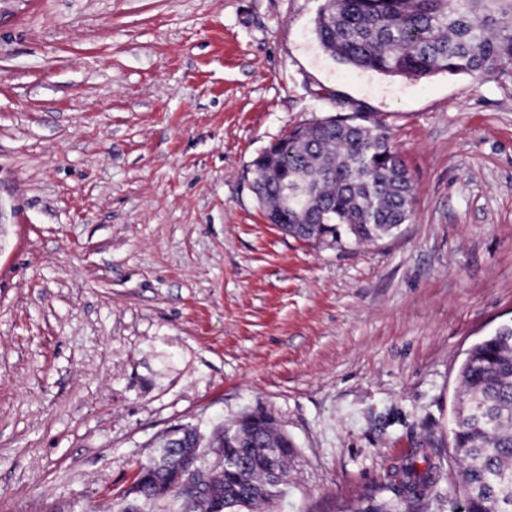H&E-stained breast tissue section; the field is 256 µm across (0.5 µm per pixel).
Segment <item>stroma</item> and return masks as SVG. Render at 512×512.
<instances>
[{
    "instance_id": "stroma-1",
    "label": "stroma",
    "mask_w": 512,
    "mask_h": 512,
    "mask_svg": "<svg viewBox=\"0 0 512 512\" xmlns=\"http://www.w3.org/2000/svg\"><path fill=\"white\" fill-rule=\"evenodd\" d=\"M322 0H0V512H110L190 423L295 444L274 512H366L411 454L449 512L466 350L512 322V67L334 61ZM388 125L412 215L286 236L251 162L314 119Z\"/></svg>"
}]
</instances>
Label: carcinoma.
I'll return each mask as SVG.
<instances>
[{
	"instance_id": "obj_1",
	"label": "carcinoma",
	"mask_w": 512,
	"mask_h": 512,
	"mask_svg": "<svg viewBox=\"0 0 512 512\" xmlns=\"http://www.w3.org/2000/svg\"><path fill=\"white\" fill-rule=\"evenodd\" d=\"M315 34L337 62L385 76L423 78L435 73L489 74L512 66V0H323ZM253 189L269 223L296 239L357 244L390 235L412 215L413 186L389 128L365 116L318 119L291 130L251 164ZM460 399L451 428L465 512H512V326L504 324L474 345L459 369ZM187 448L201 447L191 425L173 428ZM226 459L246 460L215 476L209 503L219 512H256L283 493L286 477L267 481L269 448L281 449L282 468L294 455L288 436L258 411L226 425L216 438ZM139 465L142 512L169 497L175 512L189 503L168 488L169 462ZM437 466L419 470L410 458L400 467L399 502L427 497Z\"/></svg>"
}]
</instances>
